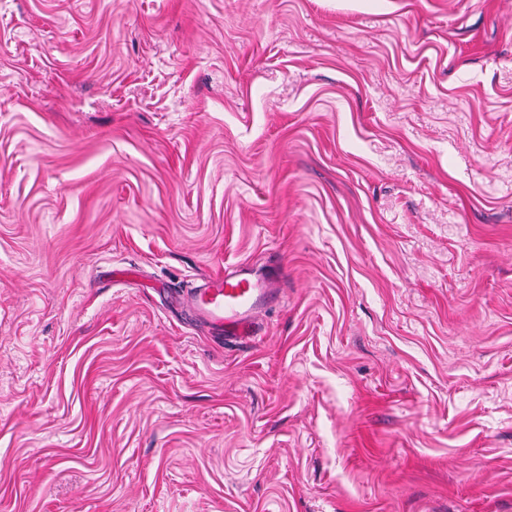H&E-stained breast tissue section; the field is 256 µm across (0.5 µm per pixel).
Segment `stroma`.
<instances>
[{
	"mask_svg": "<svg viewBox=\"0 0 512 512\" xmlns=\"http://www.w3.org/2000/svg\"><path fill=\"white\" fill-rule=\"evenodd\" d=\"M0 512H512V0H0ZM279 291L278 282L242 263L202 279L184 302L220 334L255 338L261 313L277 301Z\"/></svg>",
	"mask_w": 512,
	"mask_h": 512,
	"instance_id": "35a3bbf8",
	"label": "stroma"
}]
</instances>
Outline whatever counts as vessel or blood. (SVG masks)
Returning <instances> with one entry per match:
<instances>
[{
    "instance_id": "obj_1",
    "label": "vessel or blood",
    "mask_w": 512,
    "mask_h": 512,
    "mask_svg": "<svg viewBox=\"0 0 512 512\" xmlns=\"http://www.w3.org/2000/svg\"><path fill=\"white\" fill-rule=\"evenodd\" d=\"M279 291L278 282L242 263L202 279L184 301L217 332L253 338L261 313L276 302Z\"/></svg>"
}]
</instances>
